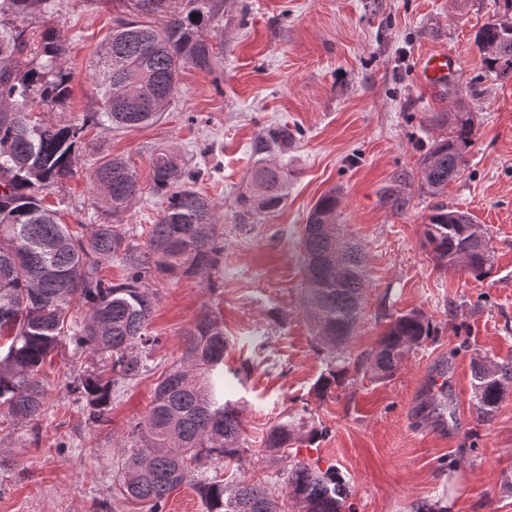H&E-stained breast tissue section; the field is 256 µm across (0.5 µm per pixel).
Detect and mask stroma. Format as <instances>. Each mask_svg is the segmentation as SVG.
Listing matches in <instances>:
<instances>
[{
    "label": "stroma",
    "mask_w": 512,
    "mask_h": 512,
    "mask_svg": "<svg viewBox=\"0 0 512 512\" xmlns=\"http://www.w3.org/2000/svg\"><path fill=\"white\" fill-rule=\"evenodd\" d=\"M497 0H231L224 57L213 71L184 66L158 122L108 132L88 125L75 173L54 185L46 204L63 223L113 222L147 240L162 208L152 192L150 157L178 152L209 168L199 182L224 226V264L212 279L159 277L146 373L112 396L109 420L92 425L75 391L95 357L71 347L53 353L38 431L0 425V512H142L116 484L159 378L178 362L202 313L224 323V397L241 411L248 448L212 472L276 481L287 457L264 440L288 417L322 429L288 456L336 466L348 481L352 512H512V393L491 421L473 405L478 357L512 358V78L481 66L474 37L498 17ZM113 0H56L28 28L32 41L57 28L73 74L70 106L42 112L51 122H85L98 108L92 70L112 31ZM451 52L463 61L456 96L418 81L421 59ZM467 102L475 143L443 201L485 225L495 251L477 278L441 268L423 246L435 203L421 188V163L439 130L431 116ZM285 125L295 138L275 160L293 173L275 213L241 219L235 200L256 160L260 136ZM124 158L143 194L108 214L92 184L100 158ZM336 191L337 221L368 256L362 314L346 348L348 380L338 393L314 384L332 354L315 337L303 303L299 239L307 215ZM413 310L436 328L401 369L376 379L362 359L391 321Z\"/></svg>",
    "instance_id": "1"
}]
</instances>
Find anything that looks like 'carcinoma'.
<instances>
[{"instance_id": "carcinoma-1", "label": "carcinoma", "mask_w": 512, "mask_h": 512, "mask_svg": "<svg viewBox=\"0 0 512 512\" xmlns=\"http://www.w3.org/2000/svg\"><path fill=\"white\" fill-rule=\"evenodd\" d=\"M124 16L93 62L101 106L96 125L107 131L150 125L170 105L182 66L212 71L224 55L212 43L224 29L227 0H117ZM51 8L50 0H0V417L16 426L38 424L44 412L47 359L64 343L99 358L76 386L89 421L108 420L112 395L147 371L144 353L158 343L149 332L157 304L150 281L159 276L206 275L221 267L224 232L215 210L194 188L201 168L190 167L170 150L151 157L154 193L163 199L144 248L132 244L112 224L72 230L45 204V192L73 176L75 149L83 126L49 123L31 116L36 104L65 112L72 75L65 67L68 48L56 28L42 32L33 50L27 38L31 21ZM481 63L500 78L512 77V32L500 19L475 35ZM448 133L436 138L422 160L421 180L429 195L443 194L459 177L474 143V118L462 101L455 111L434 115ZM293 139L279 127L255 144L260 158L245 191L236 199L241 215L276 212L288 190V170L263 154ZM93 186L117 215L143 193L138 174L121 157L103 158ZM340 199L331 191L312 207L306 223L331 224L300 238L304 304L319 342L332 350L327 372L315 383L320 394L341 387L347 372L344 350L354 335L363 290L369 278L363 249L348 242L342 275L329 259L341 229ZM469 213L444 203L432 208L423 245L441 267L464 266L474 277L492 269L490 242L462 236ZM118 259L125 277L103 278L104 262ZM82 321L74 319L77 312ZM434 336L421 311L397 316L366 357L379 379L393 377L405 356ZM227 340L223 322L205 314L196 323L180 364L158 381L144 421L134 427L136 448L126 457L119 492L164 512L170 492L196 485L205 512H284L281 493L268 482L211 478L197 480L206 462L239 461L247 452L240 412L224 400L221 382ZM472 399L478 417L492 419L512 389V362L473 364ZM303 423L290 419L273 427L266 448L281 451L299 439ZM285 491L295 512H344L349 486L333 467L289 461Z\"/></svg>"}]
</instances>
